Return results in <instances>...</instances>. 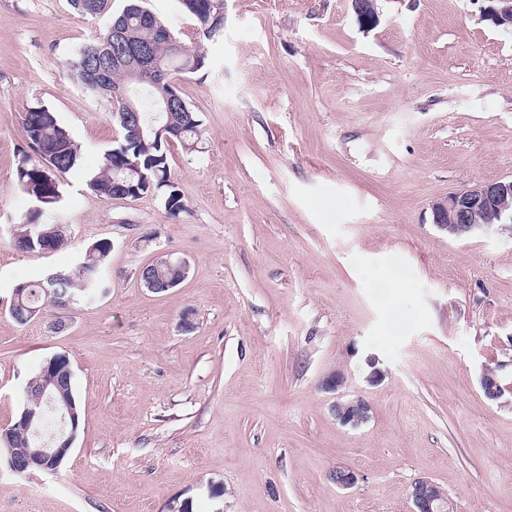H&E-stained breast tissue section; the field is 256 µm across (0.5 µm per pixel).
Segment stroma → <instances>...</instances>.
Segmentation results:
<instances>
[{"instance_id":"obj_1","label":"stroma","mask_w":512,"mask_h":512,"mask_svg":"<svg viewBox=\"0 0 512 512\" xmlns=\"http://www.w3.org/2000/svg\"><path fill=\"white\" fill-rule=\"evenodd\" d=\"M125 4L91 18L70 0H0V432L55 354L82 410L57 471L0 465V512H411L424 476L454 512H512V392L480 386L487 365L512 382V225L454 239L431 213L512 179V29L488 20L491 0H377L372 28L351 0H224L209 41L177 0H146L208 57L177 82L201 126L194 150L166 148L176 218L161 195L86 185L119 130L68 70ZM36 103L80 148L44 216L69 242L46 254L10 243L32 207L16 168ZM103 239L111 286L65 330L11 318L15 285ZM161 252L190 270L154 294L137 273ZM340 394L369 421L341 424ZM339 465L354 487L331 482Z\"/></svg>"}]
</instances>
